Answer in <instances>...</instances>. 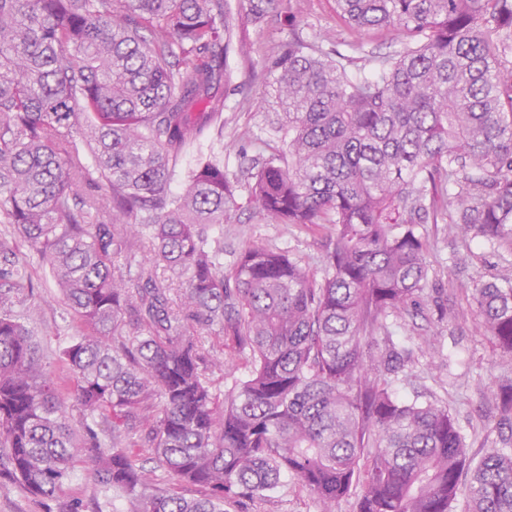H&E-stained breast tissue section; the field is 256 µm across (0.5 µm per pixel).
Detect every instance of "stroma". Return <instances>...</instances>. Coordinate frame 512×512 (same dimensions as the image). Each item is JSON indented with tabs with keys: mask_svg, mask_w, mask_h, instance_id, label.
<instances>
[{
	"mask_svg": "<svg viewBox=\"0 0 512 512\" xmlns=\"http://www.w3.org/2000/svg\"><path fill=\"white\" fill-rule=\"evenodd\" d=\"M236 31L251 47L248 59L230 56L233 80L224 90V137L189 148L176 169L173 190H181L189 170L200 158L216 155L228 178L237 187L238 207L223 229H211L212 237L224 239V263L232 265L248 246L262 244L282 249L320 269L324 241L319 235L275 223L250 202L249 168L262 161L259 147L277 118L271 97L269 64L280 46L292 35L306 42L329 38L344 46L349 33L338 18L334 0H275L264 14H255L252 0H228ZM430 242V271L422 304L394 326V338L412 353L408 376L395 381L397 395L421 396L447 407L464 438L468 454L480 460L492 448L512 452V424L501 421L498 394L512 382V363L494 351L466 305L452 301L448 280L512 278V255L494 252L482 239L462 247L447 225L420 227ZM0 235L13 244L17 257L26 261L33 290L22 318L40 346L45 372L62 375L57 359L78 322L70 315L52 272L28 242L8 225ZM83 512H112V497L100 492L84 463H75L63 492L53 498H36L17 483L0 477V512H69L72 503ZM225 512H320L315 496L294 476L283 478L270 497L245 505L230 503Z\"/></svg>",
	"mask_w": 512,
	"mask_h": 512,
	"instance_id": "35a3bbf8",
	"label": "stroma"
}]
</instances>
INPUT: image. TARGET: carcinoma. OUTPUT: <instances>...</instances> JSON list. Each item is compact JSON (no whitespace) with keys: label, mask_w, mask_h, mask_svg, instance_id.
<instances>
[{"label":"carcinoma","mask_w":512,"mask_h":512,"mask_svg":"<svg viewBox=\"0 0 512 512\" xmlns=\"http://www.w3.org/2000/svg\"><path fill=\"white\" fill-rule=\"evenodd\" d=\"M226 5L0 0V224L49 264L80 323L60 357L63 394L18 311L32 282L1 238L0 475L52 497L80 459L126 502L112 512H224L285 473L321 512L355 485L356 512H452L462 434L446 408L392 390L406 350L387 320L426 286L419 225L512 254V0H335L353 31L400 49L353 72L295 34L272 58L280 136L248 192L276 223L324 234L319 274L259 244L224 269L207 229L228 223L237 189L220 163L199 160L170 189L187 144L224 135L215 90L245 53ZM159 269L183 286L175 308ZM457 295L512 360V281ZM215 324L247 372L222 401L210 374L224 363H206L195 339ZM73 409L112 444L78 437ZM145 446L207 494L155 483ZM468 495L470 512H512V456L490 450Z\"/></svg>","instance_id":"cac0c4a2"}]
</instances>
